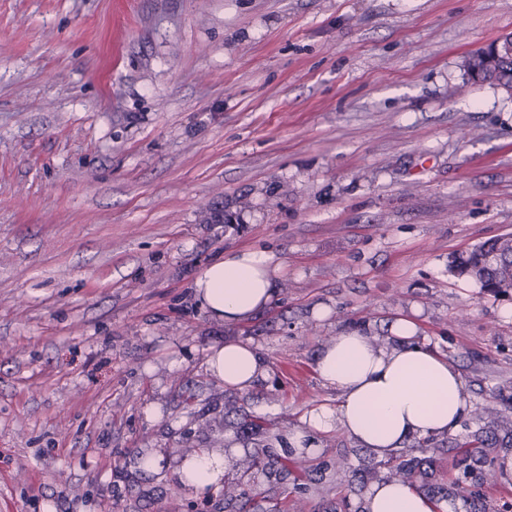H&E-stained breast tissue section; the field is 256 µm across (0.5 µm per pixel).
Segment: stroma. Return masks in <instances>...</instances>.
Wrapping results in <instances>:
<instances>
[{
    "instance_id": "stroma-1",
    "label": "stroma",
    "mask_w": 512,
    "mask_h": 512,
    "mask_svg": "<svg viewBox=\"0 0 512 512\" xmlns=\"http://www.w3.org/2000/svg\"><path fill=\"white\" fill-rule=\"evenodd\" d=\"M509 32L512 0H0V512H224L182 458L242 462L246 413L283 452L341 403L322 347L402 318L512 416V295L448 270L512 233V98L462 67ZM240 250L277 296L224 322L194 281ZM231 339L246 392L207 368ZM312 446L293 512H360L369 450ZM488 455L450 512L512 506ZM209 371L224 381L228 388L239 391L251 389L266 371V363L250 343L227 341L215 349L207 360Z\"/></svg>"
}]
</instances>
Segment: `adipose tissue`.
Returning <instances> with one entry per match:
<instances>
[{"mask_svg":"<svg viewBox=\"0 0 512 512\" xmlns=\"http://www.w3.org/2000/svg\"><path fill=\"white\" fill-rule=\"evenodd\" d=\"M270 258L254 250L226 254L206 266L194 282L201 304L215 317L243 320L270 303L276 289ZM395 342L380 347L356 331L339 334L316 356L323 384L336 390L339 409L322 407L304 416L306 431L290 439L301 448L312 432L340 428L361 447L385 457L413 438L453 431L472 405L461 373L446 358L413 342L410 322L394 329ZM226 387L251 389L266 370L250 343L228 341L207 360ZM365 512H434L433 503L410 484L381 481L365 495Z\"/></svg>","mask_w":512,"mask_h":512,"instance_id":"1","label":"adipose tissue"}]
</instances>
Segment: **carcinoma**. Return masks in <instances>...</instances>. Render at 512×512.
Here are the masks:
<instances>
[{
    "label": "carcinoma",
    "mask_w": 512,
    "mask_h": 512,
    "mask_svg": "<svg viewBox=\"0 0 512 512\" xmlns=\"http://www.w3.org/2000/svg\"><path fill=\"white\" fill-rule=\"evenodd\" d=\"M464 70L474 83L489 85L512 97V43L504 40L491 45L486 56L470 54L463 60ZM450 270L459 277L470 279L480 285L481 290L494 295H506L512 291V234H503L484 242L451 261ZM476 430L471 440L460 445L457 460L458 475L452 479L460 494H472L465 481L473 472L474 464L487 461L484 433L492 430L494 444L512 446V420L493 414L475 418ZM268 450L256 448L251 463L240 470L236 477L224 482L218 494L224 497V508L230 512H248L256 504V497L263 494L260 478L271 476V463L266 461ZM384 470L383 479L403 475V479L428 478V472L420 464H411L398 457H390L376 463Z\"/></svg>",
    "instance_id": "carcinoma-1"
}]
</instances>
